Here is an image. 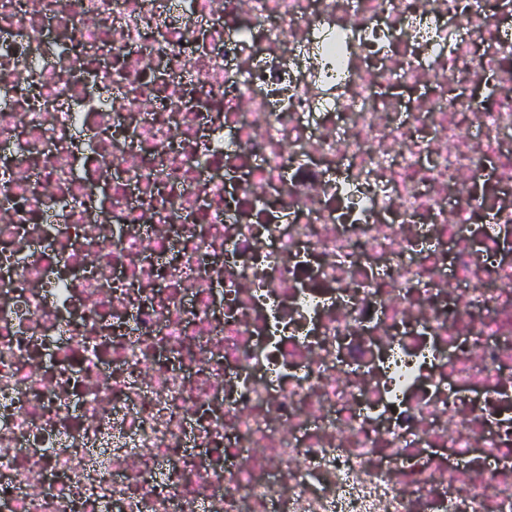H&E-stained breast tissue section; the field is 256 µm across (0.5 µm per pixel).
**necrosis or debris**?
Masks as SVG:
<instances>
[{"label": "necrosis or debris", "instance_id": "necrosis-or-debris-1", "mask_svg": "<svg viewBox=\"0 0 512 512\" xmlns=\"http://www.w3.org/2000/svg\"><path fill=\"white\" fill-rule=\"evenodd\" d=\"M512 0H0V512H512Z\"/></svg>", "mask_w": 512, "mask_h": 512}]
</instances>
